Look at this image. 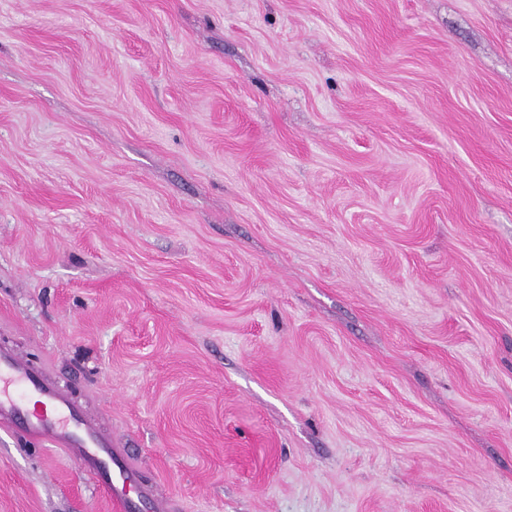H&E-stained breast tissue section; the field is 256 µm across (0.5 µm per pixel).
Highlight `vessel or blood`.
Instances as JSON below:
<instances>
[{"instance_id":"1","label":"vessel or blood","mask_w":512,"mask_h":512,"mask_svg":"<svg viewBox=\"0 0 512 512\" xmlns=\"http://www.w3.org/2000/svg\"><path fill=\"white\" fill-rule=\"evenodd\" d=\"M0 429L67 449L107 491L113 512H132L138 503L156 512L150 490L135 480L111 437L87 421L68 391L46 383L28 358L8 351H0Z\"/></svg>"}]
</instances>
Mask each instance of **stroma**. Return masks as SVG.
Returning a JSON list of instances; mask_svg holds the SVG:
<instances>
[{"label": "stroma", "mask_w": 512, "mask_h": 512, "mask_svg": "<svg viewBox=\"0 0 512 512\" xmlns=\"http://www.w3.org/2000/svg\"><path fill=\"white\" fill-rule=\"evenodd\" d=\"M0 349L173 512H512V0H0Z\"/></svg>", "instance_id": "1"}]
</instances>
